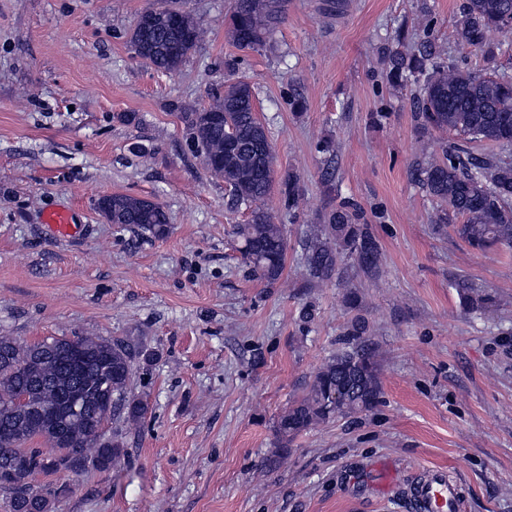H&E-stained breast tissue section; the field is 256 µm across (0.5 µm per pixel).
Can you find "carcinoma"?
<instances>
[{
  "label": "carcinoma",
  "instance_id": "1",
  "mask_svg": "<svg viewBox=\"0 0 512 512\" xmlns=\"http://www.w3.org/2000/svg\"><path fill=\"white\" fill-rule=\"evenodd\" d=\"M287 0H233L230 40L241 49L260 50L285 20ZM154 19L137 21L128 46L142 65L178 72L203 40L204 30L189 12L167 0L147 10ZM460 45L488 46L496 32L499 45L512 44V0H467L456 21ZM443 50L422 43L408 54L388 55L389 75L398 82L414 77L417 118L424 130L455 131L469 142L512 147V77L476 73L436 59ZM187 139L208 173L224 181L227 207L249 212L247 223L233 225L243 259L253 275L268 284L280 280L286 261L283 227L263 207L275 183V156L267 127L256 112L253 86L244 79L224 85V93L193 112L180 116ZM441 154L418 162L413 177L434 206L430 223L452 226L456 235L479 250H512V162L498 154L476 155L458 143L440 145ZM284 206L298 205L295 175L281 182ZM112 223L162 238L169 233L166 213L154 202L114 193ZM361 215L343 203L323 216V223L304 232L300 263L309 279L330 282L340 275L342 259L373 270L379 263L378 244ZM455 287L472 304L484 300L474 285L459 278ZM364 330L354 324L346 347L328 360L309 382L304 396L277 419L279 447L298 434L337 416L371 410L378 402L376 365ZM129 345L102 336H52L25 343L0 335V488L10 492L11 512H48V494L32 480L40 474H77L92 464L109 471L124 456L122 433L97 436L107 420L126 425L140 421L147 405L133 392ZM78 389L82 412L69 413L63 397ZM41 441L48 450L30 448Z\"/></svg>",
  "mask_w": 512,
  "mask_h": 512
}]
</instances>
